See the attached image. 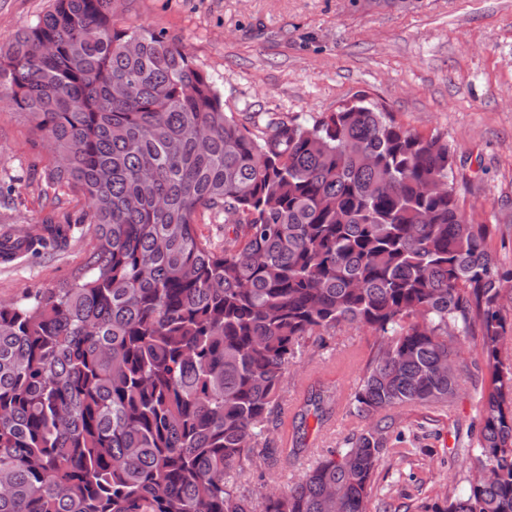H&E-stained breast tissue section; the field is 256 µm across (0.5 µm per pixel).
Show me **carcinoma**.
I'll return each instance as SVG.
<instances>
[{
  "mask_svg": "<svg viewBox=\"0 0 512 512\" xmlns=\"http://www.w3.org/2000/svg\"><path fill=\"white\" fill-rule=\"evenodd\" d=\"M120 2L53 0L0 48V103L62 159L49 183L85 198L95 239L71 284L0 302V512H370L383 413L448 403L475 336L473 468L436 512H512V269L461 211L448 141L364 95L312 124L227 112ZM69 228L51 211L0 253ZM342 324L378 336L351 402L366 427L255 502L230 473L263 458L295 360ZM339 403L311 387L300 426Z\"/></svg>",
  "mask_w": 512,
  "mask_h": 512,
  "instance_id": "1",
  "label": "carcinoma"
}]
</instances>
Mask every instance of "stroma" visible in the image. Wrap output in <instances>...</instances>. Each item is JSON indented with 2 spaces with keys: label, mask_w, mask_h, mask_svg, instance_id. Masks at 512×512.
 <instances>
[{
  "label": "stroma",
  "mask_w": 512,
  "mask_h": 512,
  "mask_svg": "<svg viewBox=\"0 0 512 512\" xmlns=\"http://www.w3.org/2000/svg\"><path fill=\"white\" fill-rule=\"evenodd\" d=\"M50 5L0 0V46ZM122 7L130 21L179 40L215 77L226 111L310 122L364 94L410 129L441 134L456 154L461 208L495 226L490 248L512 269V0H124ZM51 163L40 137L0 105V233L27 234L52 200L58 215L82 212L81 195L49 187ZM93 245L88 225L75 223L64 246L0 263V301L71 282ZM375 339L370 329L340 325L297 359L280 410L284 425L260 468L234 473L240 491L257 498L286 484L312 455L343 447L364 428L348 398ZM315 382L336 389L343 404L323 426H309L302 453L282 455ZM480 403V387L465 379L448 406L389 411L401 437L388 442L371 512H430L464 487L472 461L452 447L455 435L476 427Z\"/></svg>",
  "instance_id": "1"
}]
</instances>
